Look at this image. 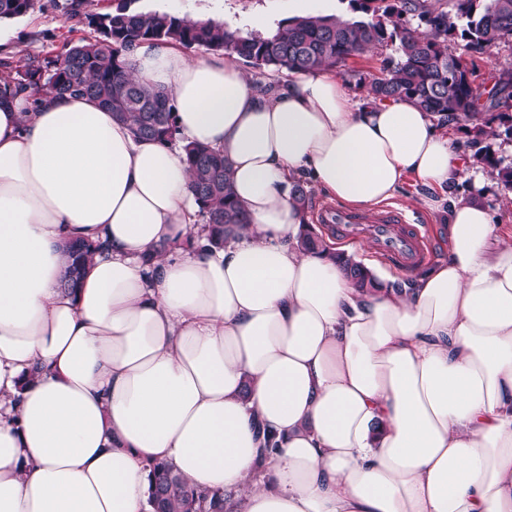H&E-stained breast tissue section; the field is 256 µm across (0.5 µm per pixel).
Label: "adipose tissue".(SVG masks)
<instances>
[{
	"label": "adipose tissue",
	"mask_w": 512,
	"mask_h": 512,
	"mask_svg": "<svg viewBox=\"0 0 512 512\" xmlns=\"http://www.w3.org/2000/svg\"><path fill=\"white\" fill-rule=\"evenodd\" d=\"M131 59L250 221L208 250L181 149L88 98L0 102V512H153L152 460L227 512H512V235L451 201L447 256L368 293L300 245L298 180L371 209L467 178L430 113L324 72L267 97L232 54ZM73 240L104 248L67 291Z\"/></svg>",
	"instance_id": "obj_1"
}]
</instances>
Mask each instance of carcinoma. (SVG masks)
Returning <instances> with one entry per match:
<instances>
[{"label": "carcinoma", "instance_id": "cac0c4a2", "mask_svg": "<svg viewBox=\"0 0 512 512\" xmlns=\"http://www.w3.org/2000/svg\"><path fill=\"white\" fill-rule=\"evenodd\" d=\"M40 0H0V19L24 16ZM104 13H87L92 39L66 45L54 57H31L13 67L0 61V97L25 93L33 104L57 93L87 97L112 112L135 137L171 144L177 141L172 97L134 79L130 53L142 43L163 42L202 47L214 54L237 55L247 67L261 73L304 74L331 71L354 56L389 44L397 57L388 58L369 92L380 101L411 99L444 122H468L476 132L473 157L512 188V165L504 166L491 145H481L483 111L508 106L512 75L501 74L485 94L473 87L462 57L448 52V41L461 38L483 48L512 38V0H455L454 16L431 9L418 0H350L361 19L333 16H297L279 23L267 35L242 34L217 21H194L186 16L144 11L135 0H114ZM415 14L429 31L419 34L405 20ZM486 103H480L482 96ZM493 137L497 133L489 134ZM190 174V188L204 223L211 225V245L224 246V225L246 224L248 217L234 198L231 164L220 152L198 143L182 145ZM69 265L63 287L72 288L95 247L84 241L67 246ZM353 287L367 292L380 285L363 264L341 251L334 254ZM150 500L154 512H225L224 496L211 495L191 485L164 462H152Z\"/></svg>", "mask_w": 512, "mask_h": 512}]
</instances>
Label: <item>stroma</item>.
<instances>
[{
  "instance_id": "obj_1",
  "label": "stroma",
  "mask_w": 512,
  "mask_h": 512,
  "mask_svg": "<svg viewBox=\"0 0 512 512\" xmlns=\"http://www.w3.org/2000/svg\"><path fill=\"white\" fill-rule=\"evenodd\" d=\"M71 0H40L33 13L0 21V27L17 32L13 44L0 51V58L20 63L30 56H47L60 52L65 45L92 37L93 31L84 23L86 13L103 12L111 8V0H81L78 12H71ZM142 9H159L181 16H206L252 33L265 34L275 30L287 18L302 12L326 14L325 0H299L288 5L286 0H138ZM449 50L462 56L469 69V78L480 91H489L493 76L499 69L512 67V38L480 51L469 49L465 41H449ZM394 46L355 56L345 66L333 69V76L342 80L354 99H362L369 83L389 57ZM473 192L470 182L452 184L449 191L429 187L414 177H407L390 204L402 210L412 221L420 224L432 245L433 258L439 259L448 251L443 233L448 222V200L466 197Z\"/></svg>"
}]
</instances>
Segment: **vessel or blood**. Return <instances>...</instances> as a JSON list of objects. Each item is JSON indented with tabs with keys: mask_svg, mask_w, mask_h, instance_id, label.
Listing matches in <instances>:
<instances>
[{
	"mask_svg": "<svg viewBox=\"0 0 512 512\" xmlns=\"http://www.w3.org/2000/svg\"><path fill=\"white\" fill-rule=\"evenodd\" d=\"M315 221L337 237L370 241L376 256L400 272L423 265L431 256L428 238L397 209L357 212L326 202L317 209Z\"/></svg>",
	"mask_w": 512,
	"mask_h": 512,
	"instance_id": "obj_1",
	"label": "vessel or blood"
}]
</instances>
